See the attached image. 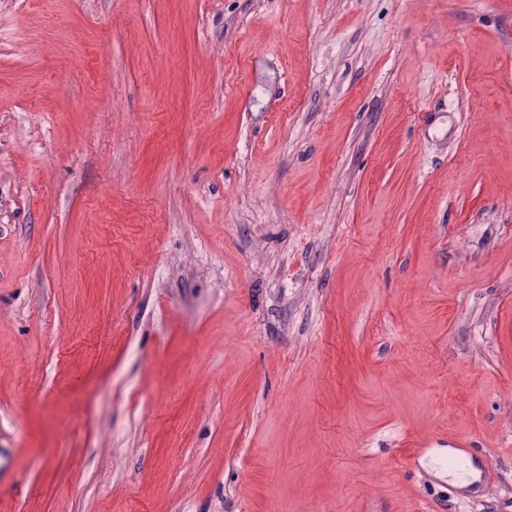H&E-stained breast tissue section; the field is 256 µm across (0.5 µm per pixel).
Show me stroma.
Instances as JSON below:
<instances>
[{
	"mask_svg": "<svg viewBox=\"0 0 512 512\" xmlns=\"http://www.w3.org/2000/svg\"><path fill=\"white\" fill-rule=\"evenodd\" d=\"M0 512H512V0H0Z\"/></svg>",
	"mask_w": 512,
	"mask_h": 512,
	"instance_id": "stroma-1",
	"label": "stroma"
}]
</instances>
